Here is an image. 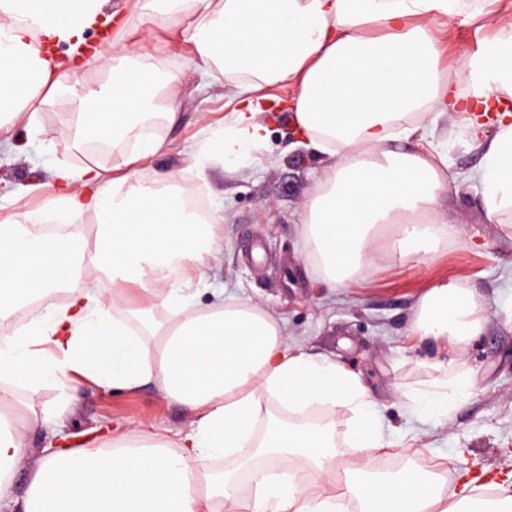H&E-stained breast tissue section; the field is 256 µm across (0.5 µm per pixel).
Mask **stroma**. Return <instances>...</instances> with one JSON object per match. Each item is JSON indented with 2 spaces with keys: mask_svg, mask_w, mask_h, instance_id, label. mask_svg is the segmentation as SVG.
<instances>
[{
  "mask_svg": "<svg viewBox=\"0 0 512 512\" xmlns=\"http://www.w3.org/2000/svg\"><path fill=\"white\" fill-rule=\"evenodd\" d=\"M494 34L483 21L440 25L443 66L454 67L460 53L479 52ZM232 108L220 90L186 87L176 121L161 123L158 131L167 148L142 166L140 179L189 165L204 128L218 127ZM265 119L269 139L254 161L232 173L219 161L206 169V202L224 208L214 243L222 261L197 303H209L214 289H223L225 296L270 313L293 347L358 374L381 411L388 442L382 462L411 457L429 468L448 469L452 486L467 483L481 490L496 482L512 491V223H497L486 214L482 186L474 178L482 154L468 141L462 115L438 122L439 133L448 137V172L456 177L438 210L456 218L463 230L459 241L443 244L423 264L381 261L369 278L332 290L320 287L305 265L299 232L301 206L320 174V160L296 146L292 112H271ZM9 136L18 148L0 154V221L15 218L11 199L17 194H24L30 207L44 206L53 193L55 167L98 162L87 149L75 147L67 116L51 103L31 122L15 123ZM462 280L479 288L484 327L452 370H438L432 363L441 350L413 328L418 302L427 289ZM453 370L470 374L467 395L441 417L412 413L405 392L446 379ZM43 409L61 414L76 449L113 423L166 435L189 429L183 408L150 384L126 390L86 380L70 398L49 383L32 401L17 389L10 406L20 420ZM53 442L45 426L32 422L25 460L0 498V512H13L34 464Z\"/></svg>",
  "mask_w": 512,
  "mask_h": 512,
  "instance_id": "35a3bbf8",
  "label": "stroma"
}]
</instances>
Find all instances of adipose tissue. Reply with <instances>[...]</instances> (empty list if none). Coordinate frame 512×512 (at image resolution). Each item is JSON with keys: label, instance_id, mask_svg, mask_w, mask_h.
<instances>
[{"label": "adipose tissue", "instance_id": "obj_1", "mask_svg": "<svg viewBox=\"0 0 512 512\" xmlns=\"http://www.w3.org/2000/svg\"><path fill=\"white\" fill-rule=\"evenodd\" d=\"M105 2L0 0V128L39 112L46 88L77 142L127 147L109 168L57 167L48 206L0 225V325L49 293L70 294L26 331L0 339V497L28 430L7 414L13 394L2 381L34 396L48 380L72 390L84 378L123 389L154 384L186 410L190 430L173 439L132 428L94 447L45 449L19 512H347L351 500L358 512H512V496L449 490L444 470L410 463L382 472L380 411L356 374L291 347L259 306L233 297L196 305L220 260L213 243L224 210L198 220L170 190L203 178L211 161L231 170L252 159L269 135L264 91L285 87L302 146L325 161L300 221L317 283L339 288L370 275L390 227L399 258L424 261L460 234L436 219L448 187L437 133L447 113L463 114L483 151L477 176L488 216L512 215V17L494 19L482 53L458 58V82L440 64L436 27L485 18L486 0H133L111 56L89 51L85 40ZM186 18L195 24L180 30ZM158 28L172 33V64L154 55ZM33 32L69 45L68 82L54 79L31 47ZM93 65L105 74L96 90L78 77ZM189 85L230 88L234 108L223 128L205 131L192 163L161 176L160 187L132 184V168L165 148L146 135L147 122L174 121ZM86 217L98 220L96 236L75 228ZM49 219L71 232L42 231ZM87 257L105 279L82 288ZM133 284L146 304L130 299ZM483 312L471 282L431 288L414 330L454 361L481 332ZM470 387L460 372L406 398L414 412L439 416ZM264 394L292 412L351 411L356 460L338 467L331 421L274 418L257 434ZM258 456L267 466L255 464ZM220 457L250 472L251 499L241 496L237 471H212Z\"/></svg>", "mask_w": 512, "mask_h": 512}]
</instances>
